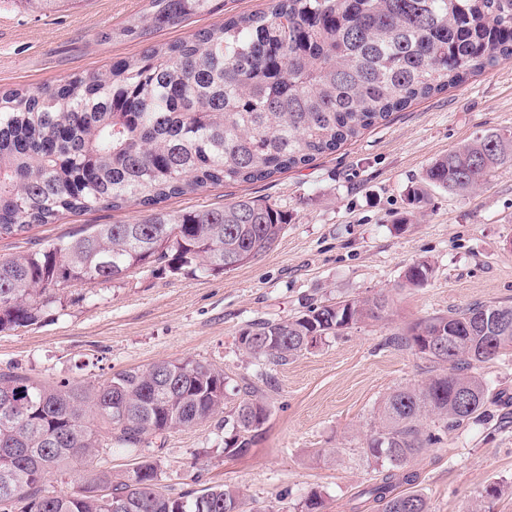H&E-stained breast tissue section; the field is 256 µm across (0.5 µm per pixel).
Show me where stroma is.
<instances>
[{
  "instance_id": "obj_1",
  "label": "stroma",
  "mask_w": 512,
  "mask_h": 512,
  "mask_svg": "<svg viewBox=\"0 0 512 512\" xmlns=\"http://www.w3.org/2000/svg\"><path fill=\"white\" fill-rule=\"evenodd\" d=\"M148 0H79L55 12L0 6V89L33 88L78 72L105 70L143 42L100 41L99 32L142 14ZM265 0H214L212 12L151 34L176 41ZM512 132V60L448 91L415 102L355 141L308 166L265 181L217 186L169 201L172 210L223 206L247 196L286 212L277 245L224 274L135 272L118 285H74L39 322L0 333V371L52 384L97 383L163 360L223 369L230 383L263 391L271 413L248 454L224 452V421L154 438L158 483L172 492L217 484L240 488L248 506L297 512L310 491L324 512H375L359 494L378 466L367 453L374 416L394 389L436 366L391 342L420 318L474 303L512 305V165L474 193L427 184L436 158L485 132ZM420 203H412V192ZM136 209L68 215L0 241V257L50 243L89 224L137 219ZM429 261L421 288L405 285L408 266ZM389 299V311L331 336L285 365L249 357L240 334L253 322L302 314L310 304ZM488 387L486 419L439 432L410 467L432 512H475L485 489L501 485L491 512H512V352L477 365ZM133 454L101 450L94 464L73 461L45 482L46 494L77 489L91 470L120 476Z\"/></svg>"
}]
</instances>
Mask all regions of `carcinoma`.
Wrapping results in <instances>:
<instances>
[{
    "label": "carcinoma",
    "instance_id": "carcinoma-1",
    "mask_svg": "<svg viewBox=\"0 0 512 512\" xmlns=\"http://www.w3.org/2000/svg\"><path fill=\"white\" fill-rule=\"evenodd\" d=\"M50 12L78 0H10ZM212 0H150L147 12L100 34L140 39L210 10ZM512 59V0H267L188 37L152 44L106 72L74 74L35 89L0 90V239L68 214L137 208L123 224H95L43 247L0 258V332L33 325L72 284L121 283L162 265L177 274H219L278 243L288 215L239 197L222 207L172 212L168 200L221 184L264 181L336 152L390 114ZM512 162V136L488 132L432 161L423 179L458 193ZM426 260L408 285H427ZM377 295L311 305L241 334L244 354L285 364L304 337L339 336L383 319ZM512 306L473 304L394 335L441 372L397 389L381 407L368 454L387 465L362 492L381 512H431L410 459L436 440L419 427L476 419L487 385L474 368L512 351V328L493 325ZM448 348L428 350L430 336ZM224 371L190 359L157 362L98 384L50 385L0 372V512H226L239 489L172 493L154 483L146 437L224 415V449L250 451L270 415L248 387L231 408ZM137 453L113 479L94 472L71 493L46 495L48 477L104 446Z\"/></svg>",
    "mask_w": 512,
    "mask_h": 512
}]
</instances>
